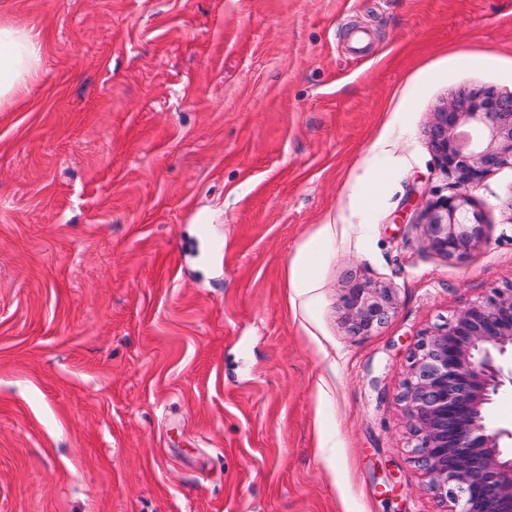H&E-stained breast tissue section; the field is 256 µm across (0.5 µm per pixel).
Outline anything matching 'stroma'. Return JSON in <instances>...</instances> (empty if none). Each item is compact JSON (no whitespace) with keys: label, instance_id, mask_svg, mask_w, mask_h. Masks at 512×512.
I'll list each match as a JSON object with an SVG mask.
<instances>
[{"label":"stroma","instance_id":"1","mask_svg":"<svg viewBox=\"0 0 512 512\" xmlns=\"http://www.w3.org/2000/svg\"><path fill=\"white\" fill-rule=\"evenodd\" d=\"M0 20L45 38L0 112V512H443L398 394L423 334L512 283V167L470 192L485 243L445 258L427 129L512 95V0ZM352 274L397 295L368 336L341 323ZM316 261V254L305 248L300 251L294 261L295 283L297 288H310L312 282V269Z\"/></svg>","mask_w":512,"mask_h":512}]
</instances>
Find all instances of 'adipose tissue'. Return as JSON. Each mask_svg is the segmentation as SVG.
<instances>
[{"label": "adipose tissue", "instance_id": "obj_1", "mask_svg": "<svg viewBox=\"0 0 512 512\" xmlns=\"http://www.w3.org/2000/svg\"><path fill=\"white\" fill-rule=\"evenodd\" d=\"M43 38L26 27L0 23V107L19 100L40 69Z\"/></svg>", "mask_w": 512, "mask_h": 512}]
</instances>
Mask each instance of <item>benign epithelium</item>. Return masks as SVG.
<instances>
[{
	"instance_id": "1",
	"label": "benign epithelium",
	"mask_w": 512,
	"mask_h": 512,
	"mask_svg": "<svg viewBox=\"0 0 512 512\" xmlns=\"http://www.w3.org/2000/svg\"><path fill=\"white\" fill-rule=\"evenodd\" d=\"M429 144L453 194L423 214L427 246L461 259L484 240L482 214L467 191L490 172L512 166V96L461 91L432 114ZM396 305L393 289L350 275L339 297L352 336H368ZM512 352V283L424 335L411 356L400 400L417 462L448 512H512V459L485 411L504 386L500 359Z\"/></svg>"
}]
</instances>
